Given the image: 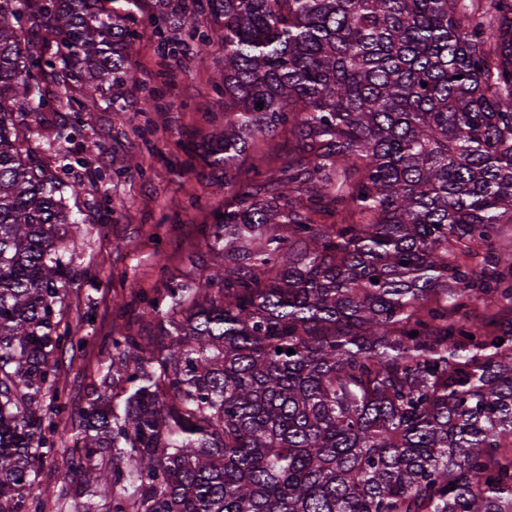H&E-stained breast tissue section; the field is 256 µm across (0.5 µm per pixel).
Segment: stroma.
Wrapping results in <instances>:
<instances>
[{
	"instance_id": "obj_1",
	"label": "stroma",
	"mask_w": 512,
	"mask_h": 512,
	"mask_svg": "<svg viewBox=\"0 0 512 512\" xmlns=\"http://www.w3.org/2000/svg\"><path fill=\"white\" fill-rule=\"evenodd\" d=\"M177 4L140 0L132 25L134 67L120 97H113L107 80L97 95L72 86L53 89L49 100L51 127L78 126L74 145L82 158L65 175L81 182L83 191L77 200L80 250L64 320L84 345L60 357L62 429L71 428L84 407L112 336H154L157 324L144 314L147 302L169 284L200 279L224 261L206 245L208 227L224 210L225 196L215 191L222 172L182 149L186 141L207 144L213 128L224 124L223 97L212 85L224 49L197 5L187 19L198 38L178 45L176 60L160 57L152 19ZM149 88L162 98L147 111ZM130 154L142 157L141 168H121Z\"/></svg>"
}]
</instances>
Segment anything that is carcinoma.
Listing matches in <instances>:
<instances>
[{"label":"carcinoma","instance_id":"cac0c4a2","mask_svg":"<svg viewBox=\"0 0 512 512\" xmlns=\"http://www.w3.org/2000/svg\"><path fill=\"white\" fill-rule=\"evenodd\" d=\"M138 2L0 0V512L51 500L75 349L81 186L57 172L78 159L33 147L48 95L20 20L46 19L57 85L119 89ZM206 7L224 262L148 302L157 335L111 337L70 436L83 512H512V0ZM186 23L158 14L160 49ZM280 129V164L241 178ZM286 138L287 136L279 131L272 136L256 139L255 144L243 156L242 169H248L253 160L259 158H262L265 164L275 166L279 162Z\"/></svg>","mask_w":512,"mask_h":512}]
</instances>
